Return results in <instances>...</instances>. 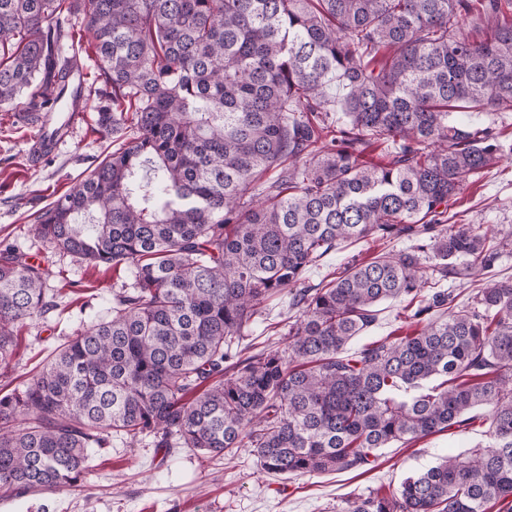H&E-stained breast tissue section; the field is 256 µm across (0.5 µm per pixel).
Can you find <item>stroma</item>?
Masks as SVG:
<instances>
[{"label":"stroma","instance_id":"1","mask_svg":"<svg viewBox=\"0 0 512 512\" xmlns=\"http://www.w3.org/2000/svg\"><path fill=\"white\" fill-rule=\"evenodd\" d=\"M95 119V112H88L86 121L34 167L28 154L33 129L15 122L12 113L0 111V243L16 245L28 258L47 265V286L56 303L45 317L28 320L17 329L12 377L18 384L28 381L78 328L79 308L85 300L106 310L113 289L122 285L105 268L51 253L28 232L33 212L72 189L105 156L107 143L95 133ZM448 212L458 222L492 228L512 225V153L471 179ZM380 249V243L369 239L344 243L310 269L308 281L320 283ZM289 315L287 293L266 302L262 318L247 337L254 352L274 346L270 327L286 323ZM484 431L479 424L454 428L410 444L394 443L358 470L287 479L264 473L247 448L239 449L231 460L205 461L187 450L167 455L147 446L131 448L116 437L98 462L91 490L0 499V512H336L344 498L395 492L411 473L483 441Z\"/></svg>","mask_w":512,"mask_h":512}]
</instances>
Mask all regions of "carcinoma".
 <instances>
[{
  "label": "carcinoma",
  "instance_id": "carcinoma-1",
  "mask_svg": "<svg viewBox=\"0 0 512 512\" xmlns=\"http://www.w3.org/2000/svg\"><path fill=\"white\" fill-rule=\"evenodd\" d=\"M502 0H0V106L50 112L91 34L97 131L112 151L33 213L74 260L127 273L32 379L0 392V497L92 486L121 437L213 460L250 448L278 475L343 473L394 442L471 423L486 440L336 512H512V229L447 224L494 166L512 112V21L475 42L460 22ZM346 122L328 139L336 80ZM387 146L373 164L367 150ZM280 177L261 189L267 173ZM416 244L305 285L345 242ZM48 268L0 245V380L18 325L49 312ZM486 276L466 305L443 281ZM292 294L280 346L244 344ZM399 300L418 329L347 349ZM457 116L473 126H492L501 132V140L512 144V112H478L469 111L458 113Z\"/></svg>",
  "mask_w": 512,
  "mask_h": 512
}]
</instances>
